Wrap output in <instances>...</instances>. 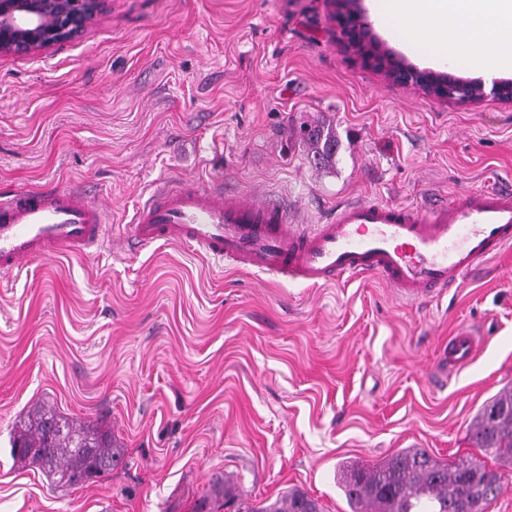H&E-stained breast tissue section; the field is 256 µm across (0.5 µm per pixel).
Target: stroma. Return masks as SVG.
Wrapping results in <instances>:
<instances>
[{"label":"stroma","mask_w":512,"mask_h":512,"mask_svg":"<svg viewBox=\"0 0 512 512\" xmlns=\"http://www.w3.org/2000/svg\"><path fill=\"white\" fill-rule=\"evenodd\" d=\"M333 0H106L73 40L0 55V193L80 187L113 247L0 272V512H192L213 476L256 501L298 488L350 512L343 467L402 448L483 459L478 410L512 388V250L432 301L367 277L322 287L220 268L185 246L120 244L170 179L280 202L416 205L512 189V102L424 95L343 45ZM332 124L336 164L298 136ZM472 362L436 382L448 338ZM45 404L100 423L122 467L78 488L16 463Z\"/></svg>","instance_id":"stroma-1"}]
</instances>
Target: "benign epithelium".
<instances>
[{"label":"benign epithelium","mask_w":512,"mask_h":512,"mask_svg":"<svg viewBox=\"0 0 512 512\" xmlns=\"http://www.w3.org/2000/svg\"><path fill=\"white\" fill-rule=\"evenodd\" d=\"M104 3L105 0H0V53L29 55L68 42L86 28ZM336 21L348 47L396 82L415 85L429 95L445 99L450 98V89L465 84L470 86L466 102L489 95L512 101L511 80H498L488 89L481 81L412 65L371 35L361 15L360 0H346Z\"/></svg>","instance_id":"benign-epithelium-1"}]
</instances>
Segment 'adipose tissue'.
Segmentation results:
<instances>
[{
    "label": "adipose tissue",
    "instance_id": "obj_1",
    "mask_svg": "<svg viewBox=\"0 0 512 512\" xmlns=\"http://www.w3.org/2000/svg\"><path fill=\"white\" fill-rule=\"evenodd\" d=\"M406 51L484 77L512 72V0H367Z\"/></svg>",
    "mask_w": 512,
    "mask_h": 512
}]
</instances>
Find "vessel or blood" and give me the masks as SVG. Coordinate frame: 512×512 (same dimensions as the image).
<instances>
[{"instance_id": "vessel-or-blood-1", "label": "vessel or blood", "mask_w": 512, "mask_h": 512, "mask_svg": "<svg viewBox=\"0 0 512 512\" xmlns=\"http://www.w3.org/2000/svg\"><path fill=\"white\" fill-rule=\"evenodd\" d=\"M105 223L104 211L70 187L0 197V270L101 248ZM161 242L311 286L375 276L406 301L434 300L512 249V191L486 187L419 206L348 201L305 227L276 202L181 183L154 191L130 226L133 248ZM478 343L468 330L450 337L443 372L468 366Z\"/></svg>"}]
</instances>
